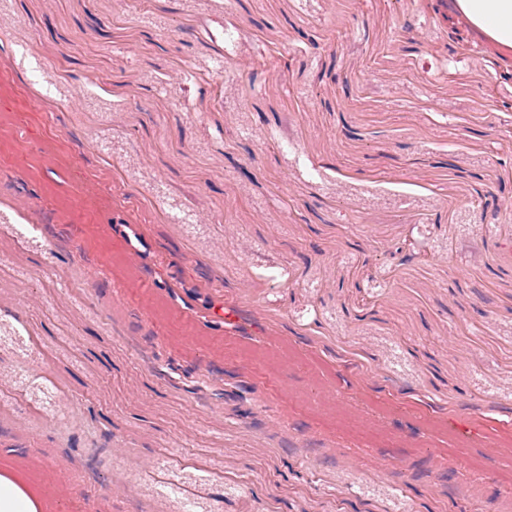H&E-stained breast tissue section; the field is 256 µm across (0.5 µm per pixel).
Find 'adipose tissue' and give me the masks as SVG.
<instances>
[{"label": "adipose tissue", "mask_w": 512, "mask_h": 512, "mask_svg": "<svg viewBox=\"0 0 512 512\" xmlns=\"http://www.w3.org/2000/svg\"><path fill=\"white\" fill-rule=\"evenodd\" d=\"M453 5L461 24L512 55V0H453ZM0 512H55V506L34 475L0 463Z\"/></svg>", "instance_id": "ef3b65f1"}]
</instances>
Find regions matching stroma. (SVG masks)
I'll return each instance as SVG.
<instances>
[{
	"instance_id": "35a3bbf8",
	"label": "stroma",
	"mask_w": 512,
	"mask_h": 512,
	"mask_svg": "<svg viewBox=\"0 0 512 512\" xmlns=\"http://www.w3.org/2000/svg\"><path fill=\"white\" fill-rule=\"evenodd\" d=\"M455 24L0 0V458L58 512H512V56ZM118 232L124 238L130 254L136 259H143L152 249L151 240L145 234L142 224L126 220L117 224Z\"/></svg>"
}]
</instances>
